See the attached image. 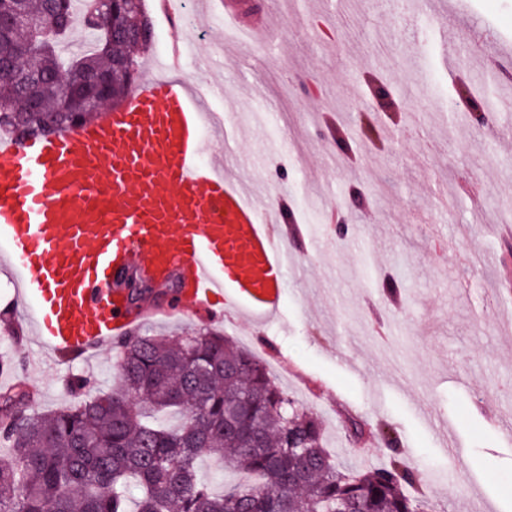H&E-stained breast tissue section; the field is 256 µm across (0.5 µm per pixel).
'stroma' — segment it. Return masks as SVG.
Instances as JSON below:
<instances>
[{
  "label": "stroma",
  "instance_id": "35a3bbf8",
  "mask_svg": "<svg viewBox=\"0 0 512 512\" xmlns=\"http://www.w3.org/2000/svg\"><path fill=\"white\" fill-rule=\"evenodd\" d=\"M284 27L258 49L224 47V17L210 0H192L199 27L179 43L184 71L205 104L225 117L207 132L228 173H248L259 192L286 188L305 218L283 241L288 267L276 320L250 324L226 304L181 316L194 289L142 303L139 333L194 336L211 329L266 361L276 384L321 422L340 464L386 465L400 453L417 473V492L436 512H512V126L474 131L459 118L452 80L512 108V91L489 81L510 55H478L482 43L512 46V0H446L448 16L422 0H258ZM394 89L396 118L370 112L368 87ZM319 90L303 96L301 82ZM247 85L232 99L211 86ZM373 121L353 157L337 155L320 132L326 123ZM348 186L369 199L347 215L336 239V203ZM392 275L401 291L383 288ZM30 327L0 332V359L18 356L40 411L71 401L73 376L102 391L116 379L120 351L91 357H35ZM359 420L374 435L355 443ZM459 440L445 452L433 421ZM394 429L396 445L377 435Z\"/></svg>",
  "mask_w": 512,
  "mask_h": 512
}]
</instances>
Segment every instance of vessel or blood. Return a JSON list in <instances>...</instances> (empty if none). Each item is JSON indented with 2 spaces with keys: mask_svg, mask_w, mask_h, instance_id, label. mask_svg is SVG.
Listing matches in <instances>:
<instances>
[{
  "mask_svg": "<svg viewBox=\"0 0 512 512\" xmlns=\"http://www.w3.org/2000/svg\"><path fill=\"white\" fill-rule=\"evenodd\" d=\"M224 16L250 38L272 15ZM141 81L118 107L46 139H0V258L32 303L39 350L87 355L131 322L112 287L119 262L189 268L213 299L269 322L280 311L284 245L270 233L280 192L248 197L217 164L203 163L210 112L191 81Z\"/></svg>",
  "mask_w": 512,
  "mask_h": 512,
  "instance_id": "b4317fda",
  "label": "vessel or blood"
}]
</instances>
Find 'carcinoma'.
<instances>
[{"mask_svg":"<svg viewBox=\"0 0 512 512\" xmlns=\"http://www.w3.org/2000/svg\"><path fill=\"white\" fill-rule=\"evenodd\" d=\"M42 35L31 41L0 27L9 66L33 75L32 89L0 72V132L57 134L93 115L77 96L91 75L112 74L110 106L138 78V58L152 43L144 0H0ZM80 27L92 46L71 58L59 47ZM41 111H31L30 95ZM0 512H434L414 496L411 468L395 460L378 469L340 467L320 422L271 378L263 360L224 335L136 334L121 342L115 386L48 414L17 379L0 388ZM208 458L258 482L214 490L199 468Z\"/></svg>","mask_w":512,"mask_h":512,"instance_id":"1","label":"carcinoma"}]
</instances>
